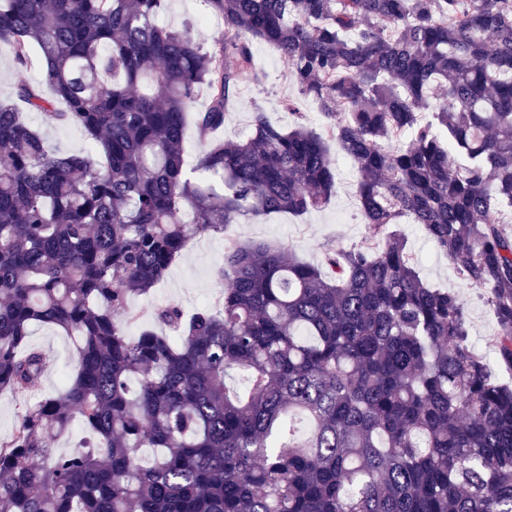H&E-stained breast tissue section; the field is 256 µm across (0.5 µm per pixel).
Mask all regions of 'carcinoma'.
<instances>
[{"label":"carcinoma","mask_w":512,"mask_h":512,"mask_svg":"<svg viewBox=\"0 0 512 512\" xmlns=\"http://www.w3.org/2000/svg\"><path fill=\"white\" fill-rule=\"evenodd\" d=\"M161 2L0 0V56L21 72L35 48L43 72L0 100V392L34 397L0 438V512H512V386L394 230L422 225L489 293L512 370V0H206L213 50L158 23ZM255 41L324 131L254 111L250 136L210 139ZM29 111L92 151L52 148ZM331 138L359 173L361 245L320 268L228 237L221 309L160 306L168 333L127 334L129 299L191 236L326 204ZM34 325L78 339L53 396L45 355L22 351ZM76 419L93 440L52 451ZM208 103V95L205 88H202L187 114L185 129V160L188 166L194 165L198 158L203 154L206 144L200 140L194 126V113L204 110Z\"/></svg>","instance_id":"cac0c4a2"}]
</instances>
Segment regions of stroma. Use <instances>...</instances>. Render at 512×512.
Returning <instances> with one entry per match:
<instances>
[{"label": "stroma", "mask_w": 512, "mask_h": 512, "mask_svg": "<svg viewBox=\"0 0 512 512\" xmlns=\"http://www.w3.org/2000/svg\"><path fill=\"white\" fill-rule=\"evenodd\" d=\"M160 24L174 28L191 25L195 41L210 49L221 38L224 28L211 16L205 0H163L158 15ZM296 100V111H288L285 104ZM263 110L282 126H291L294 112H302L307 125L321 129L324 118L319 107L310 100L301 99L287 62L270 45L254 46V67L243 74L237 103L226 113L224 126L217 138L238 140L251 133L254 110ZM337 178L328 203L299 216L285 214L258 217L231 225L227 232L207 231L196 234L171 264L164 278L144 295L129 299L130 310L141 313V322L128 325L126 331L135 336L150 327L154 308L174 304L186 313L202 307H219L224 299V285L217 272L224 263V238L232 236L241 241H262L274 247L291 249L310 264H320L325 247L350 249L364 241L367 229L361 213L357 192V173L349 158L332 147ZM398 229L408 249L420 260V274L430 283L456 292L465 308L469 342L478 351H486L492 336L498 330L494 306L487 291L457 274L447 256L428 238L420 225L402 220ZM47 357V370L42 382L44 393H55L65 374L74 372L76 340L63 336L46 326L33 327L27 342Z\"/></svg>", "instance_id": "obj_1"}]
</instances>
